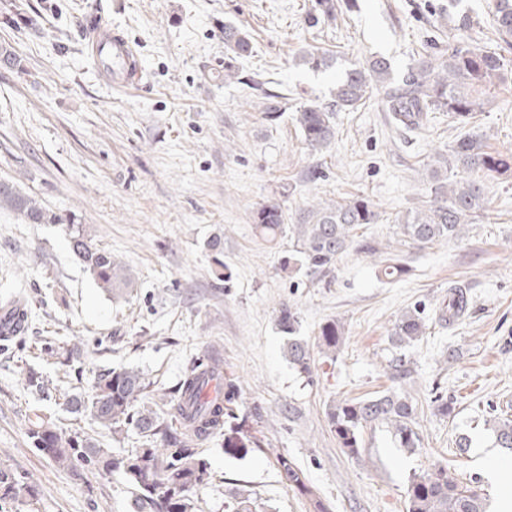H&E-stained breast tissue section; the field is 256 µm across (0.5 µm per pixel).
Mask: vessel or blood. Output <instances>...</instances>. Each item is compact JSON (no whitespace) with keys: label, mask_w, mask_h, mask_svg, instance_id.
Returning a JSON list of instances; mask_svg holds the SVG:
<instances>
[{"label":"vessel or blood","mask_w":512,"mask_h":512,"mask_svg":"<svg viewBox=\"0 0 512 512\" xmlns=\"http://www.w3.org/2000/svg\"><path fill=\"white\" fill-rule=\"evenodd\" d=\"M92 55L100 69L110 78L113 88L127 90L137 84V54L117 28L101 27L92 47Z\"/></svg>","instance_id":"1"}]
</instances>
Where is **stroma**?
Instances as JSON below:
<instances>
[{
    "instance_id": "35a3bbf8",
    "label": "stroma",
    "mask_w": 512,
    "mask_h": 512,
    "mask_svg": "<svg viewBox=\"0 0 512 512\" xmlns=\"http://www.w3.org/2000/svg\"><path fill=\"white\" fill-rule=\"evenodd\" d=\"M492 0H336V17L309 25L311 0H0V181H10L55 216L27 224L0 209V296L30 302L23 341L0 340V466L38 490L34 512H134L132 488L84 463L57 467L33 448L28 416L36 406L61 427L93 438L119 457L141 447L136 433L115 435L89 414L70 413L66 398L90 392L111 369L139 370L151 382L159 414L163 394L192 358L219 354L237 386L236 413L202 454L209 472L197 489L198 512H229L236 489L254 493L272 512H313L309 497L286 486L277 456L306 476L331 512H407V485L429 467L448 466L487 496L499 512L503 494L485 467L512 470V451L496 447L488 427L512 419V173L485 175L490 219L460 239L403 247L408 272L394 283L378 261L349 250L331 273L292 274L287 239L257 237L252 212L279 202L288 223L313 201L362 194L379 220L363 227L384 248L399 212L429 200L427 164L458 135L483 140L489 152L512 154V71L489 105L467 123L433 112L406 135L391 123L380 92L336 114V136L319 152L306 148L292 115L303 102L327 104L337 79L373 56L387 58L396 79L417 60L447 53L464 40L481 49L500 42ZM480 25L460 28L462 15ZM119 28L132 43L139 84L113 90L87 52V18ZM251 40L250 55L224 78V27ZM332 51L321 70L300 65L308 50ZM278 98L265 120L266 95ZM84 225L94 243L132 272V288L112 296L97 288L73 254L65 225ZM222 237L224 249L207 247ZM466 291L468 308L448 324L439 313L448 289ZM299 316L298 336L314 359L306 379L284 355L281 306ZM419 308L426 330L410 346L393 344L399 315ZM340 322L335 357L318 346L320 326ZM77 346L70 366L42 350L49 339ZM408 374L394 382L397 365ZM48 382L39 401L27 368ZM401 388L417 408L420 444L399 447L388 428H364L359 455L339 446L327 412ZM452 404L437 414L436 396ZM257 437L231 447L237 434ZM472 446L460 453L459 435Z\"/></svg>"
}]
</instances>
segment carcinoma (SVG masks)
<instances>
[{
	"label": "carcinoma",
	"instance_id": "obj_1",
	"mask_svg": "<svg viewBox=\"0 0 512 512\" xmlns=\"http://www.w3.org/2000/svg\"><path fill=\"white\" fill-rule=\"evenodd\" d=\"M336 12L335 0H313L309 19L317 23ZM493 22L501 41L512 45V0H496ZM224 46L236 57L251 53L248 36L232 25L224 26ZM505 58L495 51L479 49L457 40L448 47V54L419 60L416 71L400 85H391L392 66L384 57H371L365 63L346 70L336 82L333 101L322 104L309 101L294 114L304 143L315 152L326 148L335 138V113L355 109L371 97L372 89L382 88L385 106L394 125L404 131L420 129L431 112H446L463 124L477 112L484 111V101L475 95L478 88L493 85L491 78L506 70ZM430 167L431 200L395 217V234L401 246H430L466 234L487 211L482 177L512 168V155L504 157L484 149L481 140L470 135L456 139L448 153L433 156ZM468 177L451 180L448 171L457 168ZM8 208L30 224H53L55 218L34 197L0 181V208ZM253 224L267 243L288 233L292 242L285 266L288 270L323 273L330 270L340 255L354 247L374 255L378 248L359 237L363 224H374L378 213L372 201L356 195L349 200L308 205L299 216V223L285 224L281 205L269 201L252 213ZM75 256L83 263L97 286L110 293L132 283L130 270L112 257V252L96 245L81 224L65 225ZM379 273L397 280L407 273L404 263L394 258L380 260ZM468 299L458 287L448 291V320L462 316ZM278 326L288 335L285 343L288 363L302 376L313 378L308 343L296 335L297 313L284 306L279 310ZM425 328L420 312H403L395 322L392 340L401 346L421 335ZM341 326L331 320L320 328L319 344L324 353L334 355L339 345ZM46 350L55 356V363L67 366L72 350L67 345L47 342ZM220 370L218 358L204 354L186 367L183 378L167 404L171 419L161 420L152 406L145 402L151 383L136 370H110L102 374L91 394L77 393L67 400L74 414L89 413L103 428L113 434L134 430L149 442V447L115 458L89 438L68 433L56 421L39 410L29 416L28 437L34 448L63 469L72 470L82 461L107 475L118 473L136 491L137 512H196L192 490L208 475L202 458L203 446L220 434L226 424L237 419L233 405L237 389L233 381L224 382V389H215L217 396L204 393L210 377ZM25 382L37 396L49 394L41 373L30 367ZM336 439L350 455L359 453L361 429L368 425L390 428L401 448H415L420 442L416 431V407L410 397L393 392L358 401H342L330 406L327 413ZM500 447L512 450V420L494 424ZM284 483L305 495H313L303 472L285 456L277 458ZM35 487L25 483L9 469H0V502H17L31 507L37 500ZM408 512H485L477 490L458 481L446 465H436L413 475L407 487ZM231 512H259L257 500L247 492L236 493Z\"/></svg>",
	"mask_w": 512,
	"mask_h": 512
}]
</instances>
